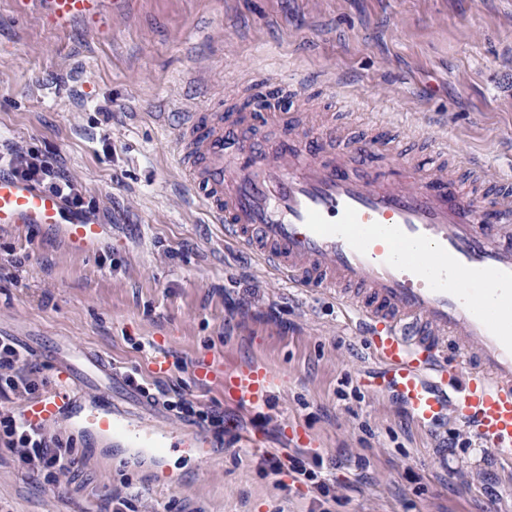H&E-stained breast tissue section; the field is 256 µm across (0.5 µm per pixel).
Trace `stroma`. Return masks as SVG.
<instances>
[{
    "label": "stroma",
    "instance_id": "stroma-1",
    "mask_svg": "<svg viewBox=\"0 0 512 512\" xmlns=\"http://www.w3.org/2000/svg\"><path fill=\"white\" fill-rule=\"evenodd\" d=\"M40 2L0 0V144L50 152L108 236L77 255L30 226L1 229L0 336L30 350L45 389L58 360L92 350L144 421L192 428L142 402L134 370L219 408L226 433L199 455L174 448L134 467L129 449L101 457L54 427L78 465L37 478L0 446V512H114L122 500L133 512H512L506 468L465 428L419 427L365 392L379 365L335 299L297 293L225 243L176 163L174 130L179 113H225L265 87L309 131L382 122L412 161L447 140L496 182L512 171V0H126L104 27L67 32ZM213 353L278 373L272 406H236L196 380Z\"/></svg>",
    "mask_w": 512,
    "mask_h": 512
}]
</instances>
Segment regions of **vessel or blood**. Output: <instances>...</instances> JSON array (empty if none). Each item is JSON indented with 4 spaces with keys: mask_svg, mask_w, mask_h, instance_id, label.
Listing matches in <instances>:
<instances>
[{
    "mask_svg": "<svg viewBox=\"0 0 512 512\" xmlns=\"http://www.w3.org/2000/svg\"><path fill=\"white\" fill-rule=\"evenodd\" d=\"M44 18L68 31L97 21L112 0H43ZM249 112H186L177 128L179 162L226 243L246 248L282 281L336 299L349 325L383 366L371 393L390 391L415 424L455 418L502 464L512 463V178L481 189L484 163L465 161L468 183L421 175L407 154L387 152L386 168H365L384 145L379 131L350 139L330 127L304 137L254 138L266 97ZM41 227L68 252L89 254L102 225L62 198L0 172V229ZM194 375L223 384L243 408L267 404L281 378L260 362L213 354ZM61 386L29 401L27 421L78 426L90 449L120 444L158 457L203 448L204 435L175 439L146 430L112 403V365L79 354ZM94 388L92 397L82 394Z\"/></svg>",
    "mask_w": 512,
    "mask_h": 512,
    "instance_id": "b4317fda",
    "label": "vessel or blood"
}]
</instances>
